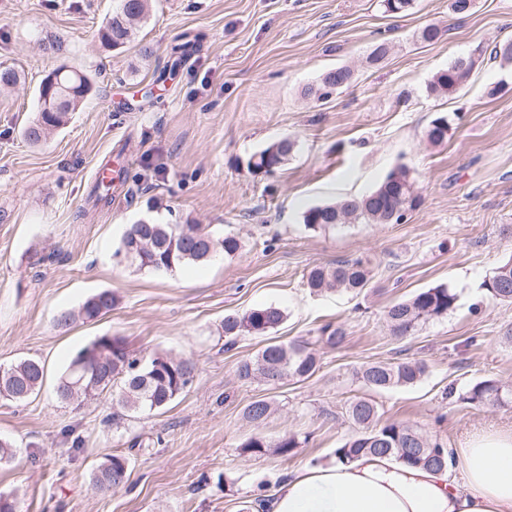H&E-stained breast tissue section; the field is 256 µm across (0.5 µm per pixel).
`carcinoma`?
<instances>
[{
    "instance_id": "1",
    "label": "carcinoma",
    "mask_w": 512,
    "mask_h": 512,
    "mask_svg": "<svg viewBox=\"0 0 512 512\" xmlns=\"http://www.w3.org/2000/svg\"><path fill=\"white\" fill-rule=\"evenodd\" d=\"M151 0H120L100 29L101 39L108 47H117L131 41L135 25L148 17ZM475 65L473 57H460L448 68L438 71L429 84V92L436 96H449L469 79ZM351 73L336 68L325 73L309 91L319 100L330 98L347 86ZM94 86V77L81 70L68 69L54 85L43 82L38 89L37 112L33 121L24 128L25 139L38 144L62 128L68 115L76 111ZM448 116L436 117L427 131V139L440 144L448 133ZM296 147V142L284 139L255 153L247 168L255 174L267 173L282 166ZM113 177H100L90 193L93 206L112 203ZM414 183L409 169L400 165L370 194L338 202L316 205L303 214V223L313 231L338 224L358 222L365 224H399L408 211L416 209L420 197L412 196ZM242 248L239 238L225 235L215 238L198 224H162L150 217L145 224H132L125 232L121 251H134L131 260L139 268L150 272H174L183 267L202 264L218 253L233 256ZM369 262L356 258L336 262L333 266L310 269L307 285L313 294L364 291L370 283ZM487 296L497 302L512 304V260L496 269L484 282ZM458 295L447 285L422 289L407 299L396 302L386 311L387 323L398 338L414 333L417 328L434 319L448 316L457 306ZM116 296L108 291L95 293L85 299L78 312L63 313L58 322L68 323L79 317L93 321L112 310ZM284 311L273 305L254 308L243 314L224 317V338L232 346L241 336H267L284 322ZM346 331L341 325L326 324L319 329L314 340L329 348L342 346ZM100 346L99 354L89 348L79 351L60 376L57 393L64 401L84 397V390L92 388L95 394L115 391L113 399L118 406L140 412L165 409L175 397L189 386L196 375V363L189 358H173L157 354L144 361L133 355L124 338L111 337L110 344L97 338L91 346ZM320 368V359L309 342H269L253 357L241 361L238 378L244 382L261 380L269 385L285 381L301 382L313 376ZM427 365L422 360L397 363L373 362L362 366L356 377L362 387L373 393L396 388H410L426 376ZM44 367L34 359H25L11 365V374L0 380V392L14 402L27 400L43 383ZM458 401L477 407L492 405L512 407V386L497 379H482L458 397ZM271 413V403L264 398L250 401L243 409L244 418L260 425ZM346 414L355 433L334 450L336 460L351 463L363 455L391 456L404 463L422 465L430 469L445 470L452 462L451 452L438 439H432L406 422L382 419L375 401L367 395L351 400ZM301 441L295 434L269 439L251 435L241 445L246 453L263 455L267 449L288 458L297 453ZM127 460L112 456L102 463L93 481L102 494L125 485Z\"/></svg>"
}]
</instances>
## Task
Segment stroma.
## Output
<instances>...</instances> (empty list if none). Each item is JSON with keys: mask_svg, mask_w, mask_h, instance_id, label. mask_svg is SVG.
I'll use <instances>...</instances> for the list:
<instances>
[{"mask_svg": "<svg viewBox=\"0 0 512 512\" xmlns=\"http://www.w3.org/2000/svg\"><path fill=\"white\" fill-rule=\"evenodd\" d=\"M450 3L414 0L391 15L381 0H152L133 40L108 48L99 31L117 0H0V68L20 76L0 89V365L34 358L45 371L28 400L0 398V439L14 451L0 462V493L18 512H250L258 485L274 491L352 435L345 404L361 394L354 373L369 362L427 363L418 386L375 401L382 418L447 447L512 420V409L457 400L484 378L512 384V347L500 341L512 305L481 287L512 257V62L489 55L512 42V0H473L464 15ZM431 20L444 33L427 43L418 32ZM53 38L61 50L47 49ZM380 42L389 51L370 64ZM479 46L459 92L428 93L438 70ZM61 65L91 72L95 88L63 129L31 145L22 130L38 87ZM339 67L352 72L348 87L326 101L307 95ZM442 114L448 136L430 144ZM288 137L297 147L285 165L248 171L251 154ZM108 162L121 188L77 221ZM401 164L421 197L401 223L305 227L308 208L362 197ZM154 198L163 221L234 235L241 250L171 274L116 258ZM358 257L372 267L363 294H310V268ZM439 284L455 289L456 309L392 336L388 307ZM105 289L117 297L111 311L60 323ZM267 305L286 315L279 330L225 349V315ZM327 323L343 325L346 340L319 348L311 378L239 381V363L267 340L310 341ZM100 336L123 337L146 358L193 359L196 376L155 412L117 410L108 393L61 402L60 374ZM259 397L277 410L258 430L302 437L295 456L242 452L257 430L242 412ZM115 455L129 478L104 495L93 474Z\"/></svg>", "mask_w": 512, "mask_h": 512, "instance_id": "obj_1", "label": "stroma"}]
</instances>
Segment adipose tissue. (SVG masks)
<instances>
[{"mask_svg": "<svg viewBox=\"0 0 512 512\" xmlns=\"http://www.w3.org/2000/svg\"><path fill=\"white\" fill-rule=\"evenodd\" d=\"M453 470L391 457L307 464L252 512H512V423L469 431Z\"/></svg>", "mask_w": 512, "mask_h": 512, "instance_id": "adipose-tissue-1", "label": "adipose tissue"}]
</instances>
